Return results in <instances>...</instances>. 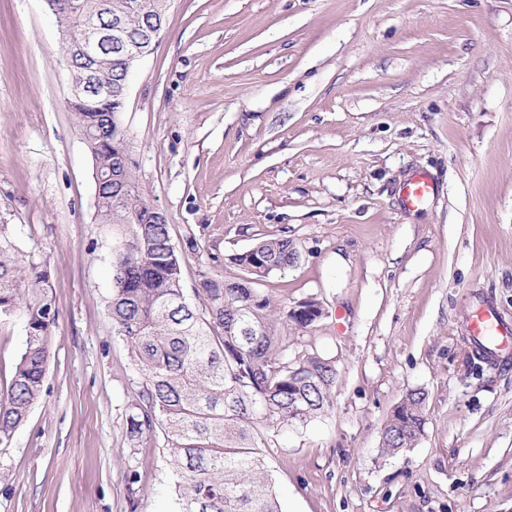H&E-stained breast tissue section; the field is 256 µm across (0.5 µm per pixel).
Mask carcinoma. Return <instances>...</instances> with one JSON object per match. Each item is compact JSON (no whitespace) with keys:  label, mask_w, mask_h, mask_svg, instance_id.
Here are the masks:
<instances>
[{"label":"carcinoma","mask_w":512,"mask_h":512,"mask_svg":"<svg viewBox=\"0 0 512 512\" xmlns=\"http://www.w3.org/2000/svg\"><path fill=\"white\" fill-rule=\"evenodd\" d=\"M66 21L59 24L71 83L87 74L72 54L82 19H124L126 40L141 44L167 0H53ZM99 79L112 96L86 94L70 100L75 122L93 163L96 219L129 227V239L112 243V323L131 350L141 380L127 416L137 447L162 437L175 475L179 512H280L263 457V432L304 424L332 398L336 368L308 356L288 361L269 297L256 285L299 262L286 237L263 239L234 255L244 275L235 279L199 274L194 288L200 308L185 297L178 246L169 225L138 187L130 133L118 120L125 57L104 44L97 52ZM119 171L121 189L112 182ZM26 317L27 344L9 385L0 389V446L39 400L58 311L49 275L31 253L16 246L11 225L0 224V319ZM425 394L409 391L387 420L381 453L400 456L416 447L425 427Z\"/></svg>","instance_id":"obj_1"}]
</instances>
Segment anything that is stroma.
I'll use <instances>...</instances> for the list:
<instances>
[{
  "mask_svg": "<svg viewBox=\"0 0 512 512\" xmlns=\"http://www.w3.org/2000/svg\"><path fill=\"white\" fill-rule=\"evenodd\" d=\"M58 25L0 0V223L44 262L58 317L40 400L0 447V512H175L162 449L126 432L139 375L112 325V242L68 105ZM121 119L168 215L186 298L199 272L280 236L260 289L288 359L333 361L332 401L266 433L282 512H512V365L474 367L466 321L512 323V0H173ZM438 186L416 210L403 184ZM316 301L299 328L286 310ZM0 320V386L26 348ZM425 393L417 446L381 430ZM140 479L129 484V467Z\"/></svg>",
  "mask_w": 512,
  "mask_h": 512,
  "instance_id": "35a3bbf8",
  "label": "stroma"
}]
</instances>
